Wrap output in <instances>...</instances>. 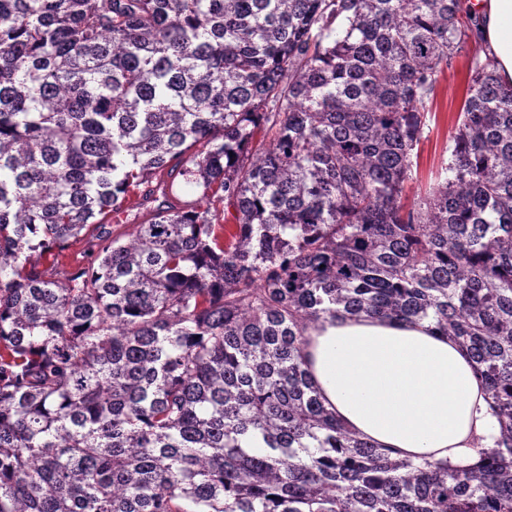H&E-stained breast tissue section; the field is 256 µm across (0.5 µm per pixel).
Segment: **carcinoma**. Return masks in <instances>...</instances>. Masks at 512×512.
Instances as JSON below:
<instances>
[{
    "mask_svg": "<svg viewBox=\"0 0 512 512\" xmlns=\"http://www.w3.org/2000/svg\"><path fill=\"white\" fill-rule=\"evenodd\" d=\"M471 31L462 0H0V512H512V86L489 62L401 201ZM77 243L97 264L40 268ZM363 314L464 347L498 448L450 469L347 431L301 346Z\"/></svg>",
    "mask_w": 512,
    "mask_h": 512,
    "instance_id": "carcinoma-1",
    "label": "carcinoma"
}]
</instances>
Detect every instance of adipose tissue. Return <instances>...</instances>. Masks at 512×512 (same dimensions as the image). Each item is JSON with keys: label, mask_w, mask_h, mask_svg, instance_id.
Wrapping results in <instances>:
<instances>
[{"label": "adipose tissue", "mask_w": 512, "mask_h": 512, "mask_svg": "<svg viewBox=\"0 0 512 512\" xmlns=\"http://www.w3.org/2000/svg\"><path fill=\"white\" fill-rule=\"evenodd\" d=\"M466 6L483 57L500 83L512 86V0ZM303 355L325 405L391 456L466 469L500 435L468 353L427 323L326 318L309 330Z\"/></svg>", "instance_id": "obj_1"}]
</instances>
